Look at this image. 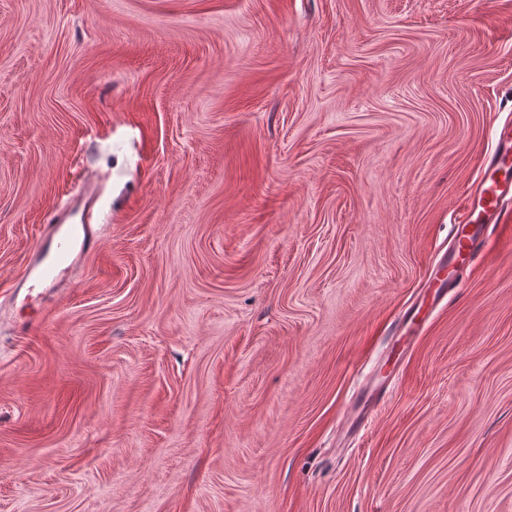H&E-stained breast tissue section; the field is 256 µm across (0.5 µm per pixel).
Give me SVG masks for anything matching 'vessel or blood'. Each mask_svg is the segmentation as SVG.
I'll return each instance as SVG.
<instances>
[{
  "mask_svg": "<svg viewBox=\"0 0 512 512\" xmlns=\"http://www.w3.org/2000/svg\"><path fill=\"white\" fill-rule=\"evenodd\" d=\"M494 146L478 178L466 193L454 220L455 235L448 247L446 260L436 263L426 286L434 297H443L446 290L457 286L461 272L470 267L481 253L485 237L492 224L498 223L502 208L512 201V124L495 129ZM42 242L57 241L51 261L35 265L30 271L34 283L62 279L73 265L74 252L83 251L95 243V232L88 224H46ZM424 308L410 306L407 320L400 326L399 336L413 344L424 324ZM385 394L383 385L369 384L356 393L353 413L363 419L369 409Z\"/></svg>",
  "mask_w": 512,
  "mask_h": 512,
  "instance_id": "1",
  "label": "vessel or blood"
}]
</instances>
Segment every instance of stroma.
Returning a JSON list of instances; mask_svg holds the SVG:
<instances>
[{
  "instance_id": "stroma-1",
  "label": "stroma",
  "mask_w": 512,
  "mask_h": 512,
  "mask_svg": "<svg viewBox=\"0 0 512 512\" xmlns=\"http://www.w3.org/2000/svg\"><path fill=\"white\" fill-rule=\"evenodd\" d=\"M509 119L512 0H0V512H512V234L341 422ZM56 214L45 225L43 235L37 241V246L43 248L47 242L59 237L61 243L57 246L51 261L35 265L30 271V277L35 284L47 281H58L70 270L73 265L72 256L75 251L78 255L96 242L95 231L90 224H53ZM384 394V383H370L365 388L359 389L355 396L357 401L353 406V413L355 415L354 422L361 421L367 411L373 409V407L380 402Z\"/></svg>"
}]
</instances>
